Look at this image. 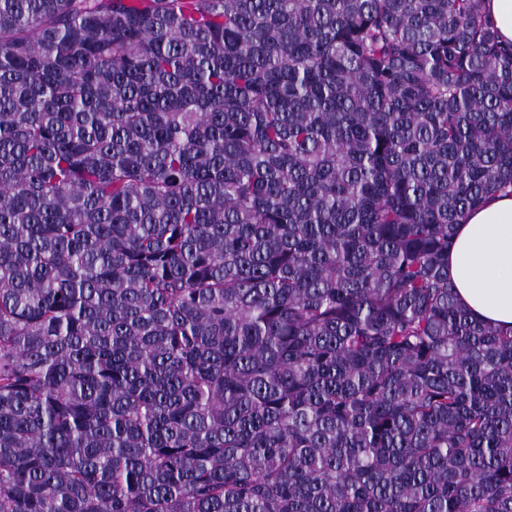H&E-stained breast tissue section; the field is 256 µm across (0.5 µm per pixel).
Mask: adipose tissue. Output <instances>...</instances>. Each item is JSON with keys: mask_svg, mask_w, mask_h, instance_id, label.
Returning a JSON list of instances; mask_svg holds the SVG:
<instances>
[{"mask_svg": "<svg viewBox=\"0 0 512 512\" xmlns=\"http://www.w3.org/2000/svg\"><path fill=\"white\" fill-rule=\"evenodd\" d=\"M448 266L477 320L512 327V195L495 194L458 225Z\"/></svg>", "mask_w": 512, "mask_h": 512, "instance_id": "ef3b65f1", "label": "adipose tissue"}]
</instances>
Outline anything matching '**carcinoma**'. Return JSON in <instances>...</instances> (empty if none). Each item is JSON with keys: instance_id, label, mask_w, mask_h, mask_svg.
<instances>
[{"instance_id": "1", "label": "carcinoma", "mask_w": 512, "mask_h": 512, "mask_svg": "<svg viewBox=\"0 0 512 512\" xmlns=\"http://www.w3.org/2000/svg\"><path fill=\"white\" fill-rule=\"evenodd\" d=\"M0 0V512H512L484 0ZM448 266L477 320L512 327V195L495 194L458 225Z\"/></svg>"}]
</instances>
